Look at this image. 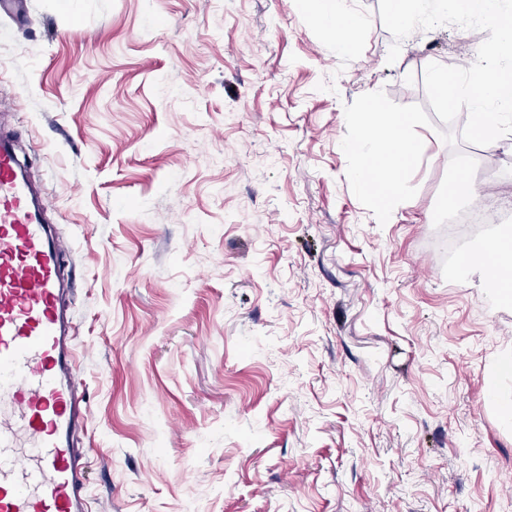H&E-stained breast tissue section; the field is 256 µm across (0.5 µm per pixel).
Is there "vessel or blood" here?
Listing matches in <instances>:
<instances>
[{
    "label": "vessel or blood",
    "instance_id": "vessel-or-blood-1",
    "mask_svg": "<svg viewBox=\"0 0 512 512\" xmlns=\"http://www.w3.org/2000/svg\"><path fill=\"white\" fill-rule=\"evenodd\" d=\"M48 197L0 130V512H91L74 434L89 411Z\"/></svg>",
    "mask_w": 512,
    "mask_h": 512
}]
</instances>
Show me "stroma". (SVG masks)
Wrapping results in <instances>:
<instances>
[{
    "instance_id": "35a3bbf8",
    "label": "stroma",
    "mask_w": 512,
    "mask_h": 512,
    "mask_svg": "<svg viewBox=\"0 0 512 512\" xmlns=\"http://www.w3.org/2000/svg\"><path fill=\"white\" fill-rule=\"evenodd\" d=\"M0 17V127L49 195L90 420L93 512H512V300L453 271L512 226V145H446L379 0L339 52L310 0H28ZM380 102L419 159L377 208L346 147ZM459 113L449 128L460 134ZM472 160L478 197L441 210Z\"/></svg>"
}]
</instances>
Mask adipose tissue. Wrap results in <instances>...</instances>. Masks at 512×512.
Here are the masks:
<instances>
[{
	"label": "adipose tissue",
	"instance_id": "adipose-tissue-1",
	"mask_svg": "<svg viewBox=\"0 0 512 512\" xmlns=\"http://www.w3.org/2000/svg\"><path fill=\"white\" fill-rule=\"evenodd\" d=\"M347 0H315L316 19L332 36L337 48H348L360 18L346 6ZM413 120L409 114L389 112L381 104H374L369 113L359 121L354 137L348 141L349 151L359 159L353 171L360 191L371 196L379 208H388L401 192L399 174L415 163L419 150L407 131ZM494 256V265H486L479 259L462 262L456 276L467 279L479 276L485 286L502 296L512 288L511 278L495 274V267L512 265V228H504L487 247Z\"/></svg>",
	"mask_w": 512,
	"mask_h": 512
}]
</instances>
